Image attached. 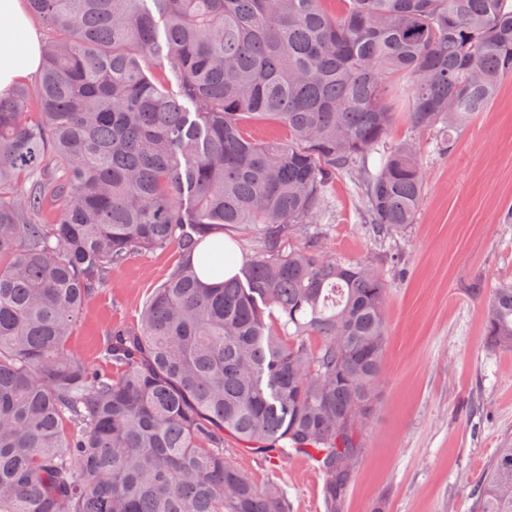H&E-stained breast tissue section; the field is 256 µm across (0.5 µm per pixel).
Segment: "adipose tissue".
I'll return each instance as SVG.
<instances>
[{
    "label": "adipose tissue",
    "mask_w": 512,
    "mask_h": 512,
    "mask_svg": "<svg viewBox=\"0 0 512 512\" xmlns=\"http://www.w3.org/2000/svg\"><path fill=\"white\" fill-rule=\"evenodd\" d=\"M41 65L40 43L20 0H0V93Z\"/></svg>",
    "instance_id": "adipose-tissue-1"
}]
</instances>
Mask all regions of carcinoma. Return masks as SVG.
Here are the masks:
<instances>
[{
    "label": "carcinoma",
    "instance_id": "carcinoma-1",
    "mask_svg": "<svg viewBox=\"0 0 512 512\" xmlns=\"http://www.w3.org/2000/svg\"><path fill=\"white\" fill-rule=\"evenodd\" d=\"M25 2L47 38L36 82L0 96V512H288L229 441L309 457L336 512L385 377L388 285L319 234L282 239L345 174L377 232L415 223V142L368 157L401 119L451 145L487 108L512 80V0ZM240 227L260 239L241 274L222 253L202 255L212 283L177 266L112 329V373L72 348L109 270ZM483 312L512 352V282ZM476 512H512V447Z\"/></svg>",
    "mask_w": 512,
    "mask_h": 512
}]
</instances>
